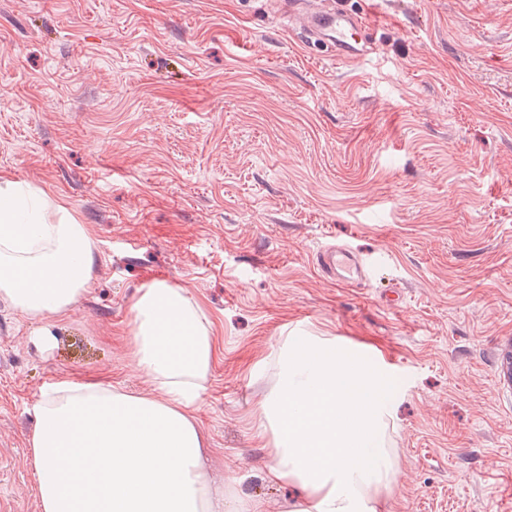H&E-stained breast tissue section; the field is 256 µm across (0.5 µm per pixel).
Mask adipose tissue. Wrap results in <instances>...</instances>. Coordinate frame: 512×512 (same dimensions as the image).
I'll return each mask as SVG.
<instances>
[{
    "label": "adipose tissue",
    "mask_w": 512,
    "mask_h": 512,
    "mask_svg": "<svg viewBox=\"0 0 512 512\" xmlns=\"http://www.w3.org/2000/svg\"><path fill=\"white\" fill-rule=\"evenodd\" d=\"M93 265L90 225L44 189L0 177L1 300L32 319L69 316ZM129 334L148 392L62 378L36 404L40 512H227L199 422L218 356L211 322L188 289L155 280L139 290ZM276 364L258 411L265 478L299 492L279 512H385L400 466L384 355L294 330Z\"/></svg>",
    "instance_id": "ef3b65f1"
}]
</instances>
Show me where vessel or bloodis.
I'll use <instances>...</instances> for the list:
<instances>
[{"label":"vessel or blood","instance_id":"1","mask_svg":"<svg viewBox=\"0 0 512 512\" xmlns=\"http://www.w3.org/2000/svg\"><path fill=\"white\" fill-rule=\"evenodd\" d=\"M280 8L291 19L302 42L330 40L337 57L348 61L358 60L373 49L364 38L368 26L361 15L337 8L335 0H281ZM316 266L337 284L356 287L367 281L374 263L341 246L319 250Z\"/></svg>","mask_w":512,"mask_h":512}]
</instances>
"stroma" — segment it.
I'll list each match as a JSON object with an SVG mask.
<instances>
[{
	"instance_id": "obj_1",
	"label": "stroma",
	"mask_w": 512,
	"mask_h": 512,
	"mask_svg": "<svg viewBox=\"0 0 512 512\" xmlns=\"http://www.w3.org/2000/svg\"><path fill=\"white\" fill-rule=\"evenodd\" d=\"M339 2L373 25L362 63L301 44L277 0H0V177L97 253L69 318L0 302V512H40L48 384L146 391L128 323L155 278L214 324L199 417L231 496L294 493L265 480L252 417L300 328L385 355L389 512H512V0ZM334 243L376 259L363 286L313 266Z\"/></svg>"
}]
</instances>
